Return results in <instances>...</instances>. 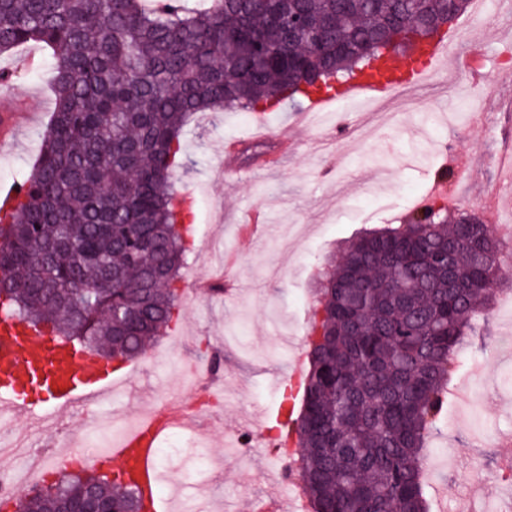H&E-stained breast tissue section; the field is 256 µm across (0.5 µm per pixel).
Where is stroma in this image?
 Instances as JSON below:
<instances>
[{"mask_svg":"<svg viewBox=\"0 0 512 512\" xmlns=\"http://www.w3.org/2000/svg\"><path fill=\"white\" fill-rule=\"evenodd\" d=\"M451 29L461 53H482L484 80L473 84L459 69L450 84L443 74L431 76L392 123L339 104L335 119L299 124L289 105L271 114L274 130L258 141L244 113L192 116L183 129L185 165L174 175L195 201L189 261L208 272L223 267L225 255H237L236 298L183 294L168 330L180 339L175 362H132L120 396L56 409L53 429L23 418L11 422L15 446L0 466H27L37 457L57 470L60 449L72 442L93 464L110 435L93 428L102 414L131 419L163 410L167 398L195 396L184 368L211 362L217 352L221 371L205 382L222 390L224 402L184 434L191 452L209 465L200 474L185 459H172L162 492L189 507L205 498L206 512H249L266 494L278 460L269 447H228L225 431L276 410L282 394L276 379L306 364L307 298L324 259L362 232L402 223L413 210L410 191H424L441 169L456 166L464 174L449 181V191L472 212L492 205L498 237L512 243V177L499 175L500 150L512 140V76L499 68L502 55L512 53V11L491 0L487 13L466 12ZM51 63L49 51L33 43L0 57L1 69L21 72L0 87V114H22L0 133V188L27 176L38 159L54 101L45 79ZM228 138L241 142L233 173L224 169ZM493 302L491 349L461 354L431 438L438 465L428 469V483L442 490L431 498L433 512H502L498 457L512 451V303L498 293Z\"/></svg>","mask_w":512,"mask_h":512,"instance_id":"35a3bbf8","label":"stroma"}]
</instances>
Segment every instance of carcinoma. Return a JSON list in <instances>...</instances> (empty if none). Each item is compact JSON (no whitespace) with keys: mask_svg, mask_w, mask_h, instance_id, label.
I'll list each match as a JSON object with an SVG mask.
<instances>
[{"mask_svg":"<svg viewBox=\"0 0 512 512\" xmlns=\"http://www.w3.org/2000/svg\"><path fill=\"white\" fill-rule=\"evenodd\" d=\"M447 14L448 0H0V56L50 48L55 94L40 156L0 210V316L121 365L143 355L192 250L193 200L173 182L188 119L301 101L308 83L354 78L390 31ZM502 250L489 225L434 203L324 265L286 411L313 512H430L428 439ZM87 491L144 512L122 476L68 472L0 496V512H62Z\"/></svg>","mask_w":512,"mask_h":512,"instance_id":"1","label":"carcinoma"}]
</instances>
